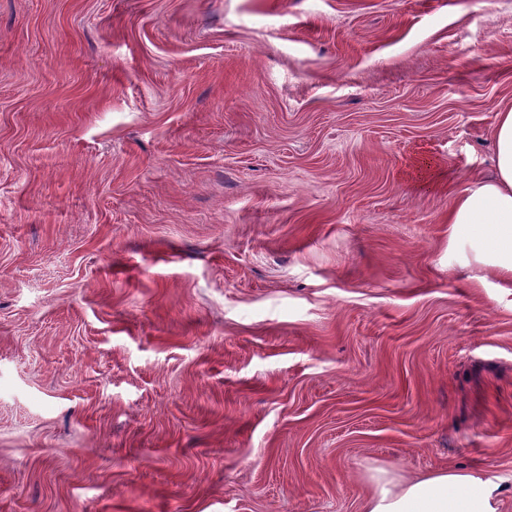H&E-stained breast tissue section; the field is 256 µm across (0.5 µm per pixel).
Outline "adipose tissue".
Returning <instances> with one entry per match:
<instances>
[{
	"mask_svg": "<svg viewBox=\"0 0 512 512\" xmlns=\"http://www.w3.org/2000/svg\"><path fill=\"white\" fill-rule=\"evenodd\" d=\"M494 175L460 197L448 213L453 227L472 229L494 266L512 280V109L494 129ZM361 512H500L497 484L457 467L406 476L390 466L369 468Z\"/></svg>",
	"mask_w": 512,
	"mask_h": 512,
	"instance_id": "1",
	"label": "adipose tissue"
}]
</instances>
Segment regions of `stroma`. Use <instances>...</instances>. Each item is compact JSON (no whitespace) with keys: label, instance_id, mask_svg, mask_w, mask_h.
<instances>
[{"label":"stroma","instance_id":"obj_1","mask_svg":"<svg viewBox=\"0 0 512 512\" xmlns=\"http://www.w3.org/2000/svg\"><path fill=\"white\" fill-rule=\"evenodd\" d=\"M509 109L512 0H0V512H512ZM494 175L460 197L448 212L453 228L470 227L493 266L512 280V109L498 114L494 129ZM360 512H499V486L457 467L406 476L391 466L367 470Z\"/></svg>","mask_w":512,"mask_h":512}]
</instances>
